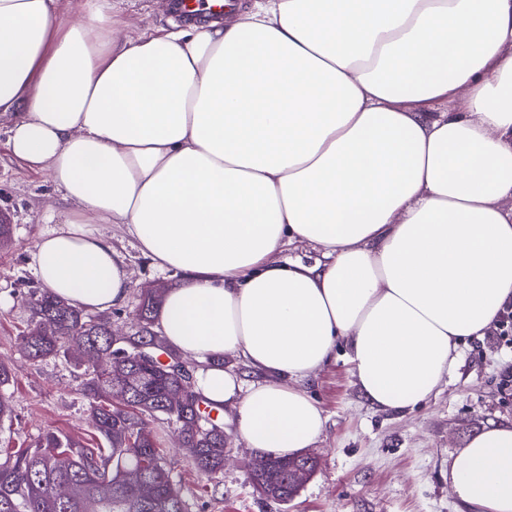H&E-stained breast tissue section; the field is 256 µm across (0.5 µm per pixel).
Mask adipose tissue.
<instances>
[{"mask_svg":"<svg viewBox=\"0 0 512 512\" xmlns=\"http://www.w3.org/2000/svg\"><path fill=\"white\" fill-rule=\"evenodd\" d=\"M115 9L0 0L8 147L72 204L36 243L40 287L122 305L119 225L180 275L159 330L263 458L320 439L302 384L338 349L377 409L438 392L512 306V0H250L125 38ZM296 243L319 258L279 261ZM448 476L471 512H512V425Z\"/></svg>","mask_w":512,"mask_h":512,"instance_id":"obj_1","label":"adipose tissue"}]
</instances>
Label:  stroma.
Masks as SVG:
<instances>
[{
	"mask_svg": "<svg viewBox=\"0 0 512 512\" xmlns=\"http://www.w3.org/2000/svg\"><path fill=\"white\" fill-rule=\"evenodd\" d=\"M167 0H119L116 18L123 34L169 26ZM9 118L0 119V214L12 225V245L0 250V362L13 370L6 388L14 409L0 422V448H24L53 431L98 443L76 371L62 361L34 363L22 353L20 334L29 316L24 293L38 283L30 254L48 215L64 217L71 205L45 173L14 157L7 145ZM130 275L126 302L110 312L113 328L134 334L142 289L178 284L173 272L156 268L136 243L110 226ZM512 341L483 336L461 347L457 367L441 392L404 413L372 408L354 382L344 354L322 368L306 388L327 424L312 446L316 471L286 503L258 495L250 483L257 456L232 434L224 436V468L209 477L181 447L173 424L149 420L164 440L165 459L188 512H469L448 484V461L483 428L512 423Z\"/></svg>",
	"mask_w": 512,
	"mask_h": 512,
	"instance_id": "35a3bbf8",
	"label": "stroma"
}]
</instances>
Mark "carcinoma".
Here are the masks:
<instances>
[{"label": "carcinoma", "mask_w": 512, "mask_h": 512, "mask_svg": "<svg viewBox=\"0 0 512 512\" xmlns=\"http://www.w3.org/2000/svg\"><path fill=\"white\" fill-rule=\"evenodd\" d=\"M22 301L29 310L25 356L34 362L63 359L81 370L80 391L105 445L47 432L32 448L6 452L0 463V512H187L146 418L163 416L178 424L194 464L210 475L224 466V430L221 408L184 389L161 364L130 359L142 345L153 346L158 356L175 353L152 329L161 295L152 289L141 293L137 335L119 338L112 336L111 318L89 316L43 289ZM12 380V369L0 363V421L12 416L4 392ZM199 402L205 410L195 407ZM316 467L304 454L260 460L251 481L261 496L288 502L300 488L295 472L311 474ZM133 473L152 487V496H142L129 481Z\"/></svg>", "instance_id": "obj_1"}]
</instances>
